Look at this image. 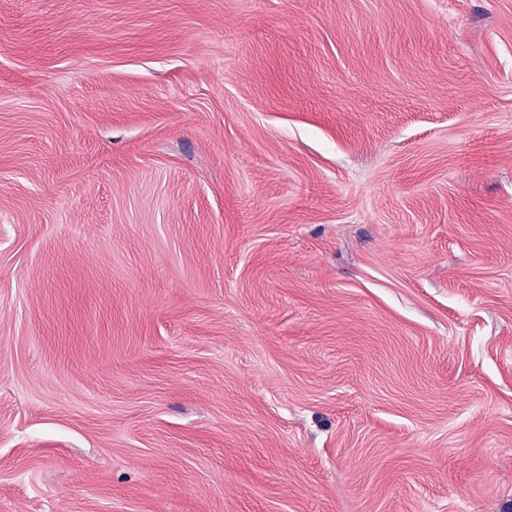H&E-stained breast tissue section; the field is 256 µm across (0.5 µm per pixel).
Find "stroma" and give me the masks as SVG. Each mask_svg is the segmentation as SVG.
Returning <instances> with one entry per match:
<instances>
[{
    "mask_svg": "<svg viewBox=\"0 0 512 512\" xmlns=\"http://www.w3.org/2000/svg\"><path fill=\"white\" fill-rule=\"evenodd\" d=\"M0 512H512V0H0Z\"/></svg>",
    "mask_w": 512,
    "mask_h": 512,
    "instance_id": "35a3bbf8",
    "label": "stroma"
}]
</instances>
